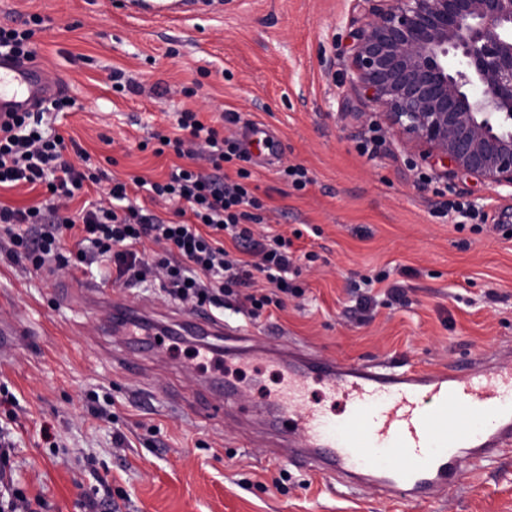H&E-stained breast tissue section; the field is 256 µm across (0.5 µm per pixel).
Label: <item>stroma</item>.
<instances>
[{
  "label": "stroma",
  "instance_id": "35a3bbf8",
  "mask_svg": "<svg viewBox=\"0 0 512 512\" xmlns=\"http://www.w3.org/2000/svg\"><path fill=\"white\" fill-rule=\"evenodd\" d=\"M43 18L33 41L47 77L76 102L56 123L109 174L158 178L175 158L139 150L171 131L178 112L203 122L235 112L265 123L277 144L270 166L251 165L270 210L266 227L315 252L295 282L303 289L255 320L225 311L256 335L278 336L344 362L400 361L435 369L512 347V189L458 173L403 148L375 125L363 89L344 82L356 0H197L172 17L136 12L128 0H0V26ZM122 71L136 92H118ZM201 82L196 96L180 86ZM306 167L313 184L295 190L285 166ZM458 200L484 214L461 228ZM387 283H376L377 275ZM165 317L180 310L159 285H114L108 263L91 272H26L0 252V324L15 342L0 347V387L18 405L10 465L45 512H86L109 486L121 512H512V449L464 465L452 497L404 504L364 487L343 486L296 468L287 449L268 447L230 419H206L201 371L188 343H170L128 376L114 362L118 337L105 335L107 308L90 306L77 286ZM404 295L390 300L388 283ZM375 303L355 318L358 287ZM112 402L110 419L92 413ZM53 436L56 447L45 438Z\"/></svg>",
  "mask_w": 512,
  "mask_h": 512
}]
</instances>
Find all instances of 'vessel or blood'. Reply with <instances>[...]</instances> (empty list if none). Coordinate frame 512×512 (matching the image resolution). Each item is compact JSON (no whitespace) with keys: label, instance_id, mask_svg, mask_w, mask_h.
<instances>
[{"label":"vessel or blood","instance_id":"obj_1","mask_svg":"<svg viewBox=\"0 0 512 512\" xmlns=\"http://www.w3.org/2000/svg\"><path fill=\"white\" fill-rule=\"evenodd\" d=\"M63 91L38 62L0 55V115L31 111ZM111 325L127 348L161 347L147 317L124 301H113ZM168 336L191 338L207 354L222 340L228 363L261 359L283 367L287 391L262 405L248 400L235 378L209 377V390L224 402L207 408V417L259 419L272 440L289 448L293 462L345 479L350 493L371 484L404 503L446 496L464 463L512 447L511 364L474 357L461 367L424 371L340 363L288 349L202 311L176 318ZM312 381L324 383L326 398L343 395L348 413L338 418L303 405L301 394Z\"/></svg>","mask_w":512,"mask_h":512}]
</instances>
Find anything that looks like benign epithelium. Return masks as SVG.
Returning a JSON list of instances; mask_svg holds the SVG:
<instances>
[{"instance_id": "1", "label": "benign epithelium", "mask_w": 512, "mask_h": 512, "mask_svg": "<svg viewBox=\"0 0 512 512\" xmlns=\"http://www.w3.org/2000/svg\"><path fill=\"white\" fill-rule=\"evenodd\" d=\"M350 84L406 147L512 188V0H362Z\"/></svg>"}]
</instances>
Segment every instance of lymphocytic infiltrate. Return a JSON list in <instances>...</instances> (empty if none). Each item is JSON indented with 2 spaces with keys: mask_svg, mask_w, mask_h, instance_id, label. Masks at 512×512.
I'll return each instance as SVG.
<instances>
[{
  "mask_svg": "<svg viewBox=\"0 0 512 512\" xmlns=\"http://www.w3.org/2000/svg\"><path fill=\"white\" fill-rule=\"evenodd\" d=\"M74 105L62 95L37 111L14 112L0 122V187L22 184L48 191L36 205H0V238L6 239L13 261L48 273L104 261L112 267L114 282L124 287L154 280L170 299L203 310L224 309L232 299L236 310L252 318L265 307H282L285 295H299L289 277L295 264L291 239L253 230L263 223L267 207L250 184L249 157L239 139L204 123L193 110L179 112L171 134L156 136L155 155L169 150L179 160L167 179H116L107 202L63 213L65 203L85 187L107 179L75 140L42 128L45 116ZM231 162L238 165L232 177L224 171ZM132 186L172 202L171 217L131 204ZM225 233L234 251L221 242ZM70 236L77 239L72 251L65 247ZM148 240L161 245V252L146 253ZM260 279L268 289L258 293L254 286Z\"/></svg>",
  "mask_w": 512,
  "mask_h": 512,
  "instance_id": "f902f5d3",
  "label": "lymphocytic infiltrate"
}]
</instances>
